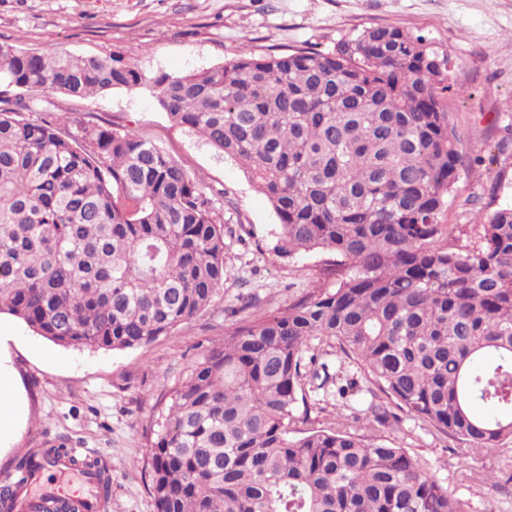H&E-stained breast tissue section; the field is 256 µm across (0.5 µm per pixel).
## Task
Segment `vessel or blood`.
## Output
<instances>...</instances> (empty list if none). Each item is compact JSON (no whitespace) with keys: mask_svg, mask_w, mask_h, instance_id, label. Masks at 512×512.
I'll list each match as a JSON object with an SVG mask.
<instances>
[{"mask_svg":"<svg viewBox=\"0 0 512 512\" xmlns=\"http://www.w3.org/2000/svg\"><path fill=\"white\" fill-rule=\"evenodd\" d=\"M13 485L10 512H43L48 497L68 500L74 512H108L109 502L100 490L101 477L86 472L66 458H47L33 468L26 481L4 476Z\"/></svg>","mask_w":512,"mask_h":512,"instance_id":"1","label":"vessel or blood"}]
</instances>
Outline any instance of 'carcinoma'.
Instances as JSON below:
<instances>
[{
  "label": "carcinoma",
  "mask_w": 512,
  "mask_h": 512,
  "mask_svg": "<svg viewBox=\"0 0 512 512\" xmlns=\"http://www.w3.org/2000/svg\"><path fill=\"white\" fill-rule=\"evenodd\" d=\"M448 53L373 25L330 51L256 53L182 76L120 55L0 42V313L63 347L150 343L224 287V225L155 142L27 117L26 92L145 87L169 121L243 163L280 224L274 252L332 259L324 283L224 329L149 447L156 512H466L402 448L346 429L290 436L336 346L405 414L493 451L512 439V206L455 247ZM355 422L399 423L369 404Z\"/></svg>",
  "instance_id": "cac0c4a2"
}]
</instances>
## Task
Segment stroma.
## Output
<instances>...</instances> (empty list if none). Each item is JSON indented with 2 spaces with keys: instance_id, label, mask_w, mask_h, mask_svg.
Wrapping results in <instances>:
<instances>
[{
  "instance_id": "stroma-1",
  "label": "stroma",
  "mask_w": 512,
  "mask_h": 512,
  "mask_svg": "<svg viewBox=\"0 0 512 512\" xmlns=\"http://www.w3.org/2000/svg\"><path fill=\"white\" fill-rule=\"evenodd\" d=\"M392 25L447 50V106L458 136L459 177L444 223L460 224V245L474 241L478 219L512 205V0H0V41L41 54L123 56L145 74L199 72L248 47L263 53L336 42L366 26ZM47 119L77 117L149 138L195 174L214 202L226 236L224 287L190 321L126 350L66 348L0 315L13 336L4 350L17 378L24 417L0 439V470L22 456L65 445L112 475L109 512H155L148 449L170 391L226 326L260 311L274 314L321 282L326 253L288 261L273 251L279 219L233 159L197 133L171 124L144 88L85 99L37 94ZM326 359L346 395L314 391L317 405L299 430L333 427L337 414L365 407L370 384L339 349ZM371 436L405 449L472 512H512V495L487 477L512 475V440L497 452L462 454L461 441L402 416Z\"/></svg>"
}]
</instances>
